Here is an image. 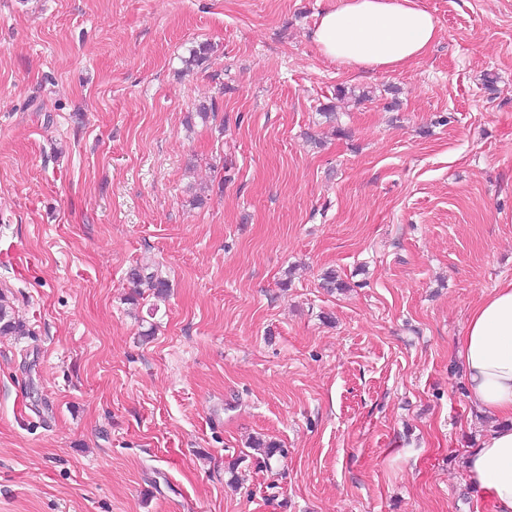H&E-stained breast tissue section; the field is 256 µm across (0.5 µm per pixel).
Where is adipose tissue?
Listing matches in <instances>:
<instances>
[{"label":"adipose tissue","mask_w":512,"mask_h":512,"mask_svg":"<svg viewBox=\"0 0 512 512\" xmlns=\"http://www.w3.org/2000/svg\"><path fill=\"white\" fill-rule=\"evenodd\" d=\"M438 36L419 0H336L312 32L320 54L349 69L392 71L426 53ZM457 355L467 398L495 424L469 449L462 478L476 506L512 512V281L470 312Z\"/></svg>","instance_id":"ef3b65f1"}]
</instances>
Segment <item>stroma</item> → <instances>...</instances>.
I'll return each instance as SVG.
<instances>
[{"label":"stroma","instance_id":"stroma-1","mask_svg":"<svg viewBox=\"0 0 512 512\" xmlns=\"http://www.w3.org/2000/svg\"><path fill=\"white\" fill-rule=\"evenodd\" d=\"M331 2L0 0V512H474L512 0H421L375 73L318 52Z\"/></svg>","mask_w":512,"mask_h":512}]
</instances>
